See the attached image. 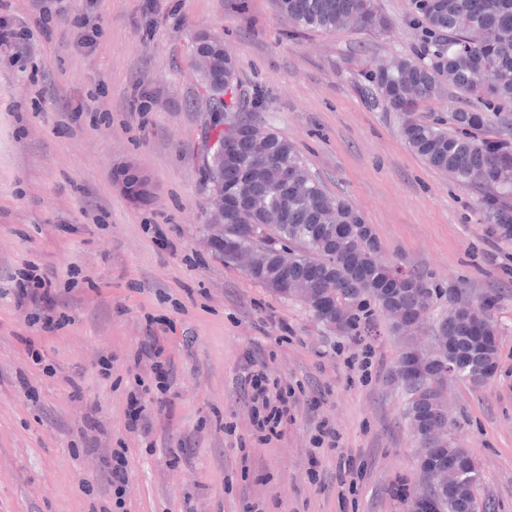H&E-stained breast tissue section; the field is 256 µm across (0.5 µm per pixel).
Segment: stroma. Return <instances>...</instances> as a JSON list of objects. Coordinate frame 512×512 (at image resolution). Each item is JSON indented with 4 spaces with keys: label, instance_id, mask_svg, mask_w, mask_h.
<instances>
[{
    "label": "stroma",
    "instance_id": "35a3bbf8",
    "mask_svg": "<svg viewBox=\"0 0 512 512\" xmlns=\"http://www.w3.org/2000/svg\"><path fill=\"white\" fill-rule=\"evenodd\" d=\"M373 3L388 31L300 34L276 0H0L28 27L25 47L0 46V512H89L109 493L102 451L80 436L91 419L94 436L127 448L128 512H407L404 496L420 483L419 444L392 377L447 301L434 303L420 335H392L375 311L368 331L347 336L224 264L208 242L206 97L191 55L205 30L222 33L258 121L372 226L382 261L444 292L497 297L495 373L480 387L449 384L448 438L475 458L478 496L512 512V242L477 222L472 189L406 146L401 115L358 88L365 68L419 53L407 0ZM128 164L151 178L150 203L116 190ZM158 228L170 248L156 247ZM26 262L56 280L64 327L39 332L15 306L9 278ZM150 329L164 339L171 378L165 395L146 396L144 440L125 428L126 368ZM32 337L55 376L29 363ZM365 347L374 357L364 378L345 359ZM251 358L294 390L288 425L269 441L255 435L244 394ZM322 420L336 447L314 449ZM346 462L360 473L352 491L337 479Z\"/></svg>",
    "mask_w": 512,
    "mask_h": 512
}]
</instances>
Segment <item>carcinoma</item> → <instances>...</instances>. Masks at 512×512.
<instances>
[{"label": "carcinoma", "mask_w": 512, "mask_h": 512, "mask_svg": "<svg viewBox=\"0 0 512 512\" xmlns=\"http://www.w3.org/2000/svg\"><path fill=\"white\" fill-rule=\"evenodd\" d=\"M280 12L300 31H333L356 25L385 30L388 20L372 0H277ZM409 20L420 31L421 54L395 57L375 72L364 70L362 88L377 105L404 116L401 135L408 148L430 167L444 171L477 193L480 222L504 241H512V138L489 135L496 118L512 112V0H409ZM197 69L205 85L220 88L207 100V111L224 113V122L240 137L237 150L225 153L202 142L208 191L222 189L224 238L236 250L253 255L247 276L272 291L300 298L308 307L331 305L322 322L346 334L360 330V313L373 303L393 334L421 322L438 289L413 273L393 276V266L371 260L380 252L372 228L345 198L328 194L295 147L277 132L272 146L256 156L246 129L255 113L238 95L234 64L224 46L203 44ZM463 99L448 108V118L427 122L415 117L443 89ZM243 192L267 197L268 210L253 212L241 203ZM261 224L264 235L245 234L240 225ZM288 249V271L280 270L277 249ZM491 315L481 321L460 318L449 303L434 326L431 344L407 347L395 369L407 396L404 417L417 440L422 487L434 494V512H473L489 503L477 496L480 470L472 456H461L448 441V410L438 395L448 384V365L458 378L479 386L495 370L496 336ZM456 459L457 474L448 473Z\"/></svg>", "instance_id": "carcinoma-1"}]
</instances>
